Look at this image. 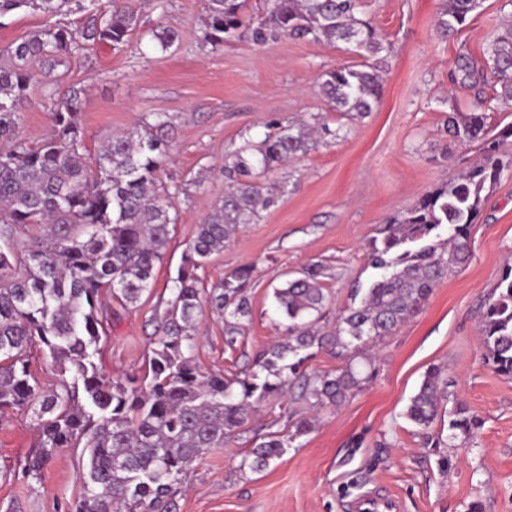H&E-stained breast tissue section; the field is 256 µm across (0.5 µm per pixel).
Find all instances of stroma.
<instances>
[{
	"label": "stroma",
	"instance_id": "1",
	"mask_svg": "<svg viewBox=\"0 0 512 512\" xmlns=\"http://www.w3.org/2000/svg\"><path fill=\"white\" fill-rule=\"evenodd\" d=\"M442 0H362L363 12L393 46L383 93L368 116L353 120L331 109L318 80L339 65L360 64L343 44L282 39L264 46L243 39L220 50L203 41V0H135L141 26L127 46L88 44L71 58L63 87L82 88L80 116L88 153L112 134L173 118L174 135L159 178L175 189L178 220L154 285L137 307L104 295L108 333L99 363L115 378L143 377L156 313L167 284L197 226L224 195V149L260 140L272 117H318L331 133L287 167L262 181L286 191L260 220L236 232L211 257L204 287L241 265L255 268L251 316L235 345L224 322L205 315L195 351L206 371L237 374L278 334L273 290L287 272L321 263L329 295L327 320L351 302V290L377 275L367 251L387 221L412 209L425 192L453 179L482 157L480 142H455L443 130L450 107L470 111L471 91L451 84L459 52L481 55L488 33L512 15V0H483L454 38L435 26ZM179 41L161 50L157 26ZM60 103L36 79L22 110V134L50 135ZM468 265L448 275L415 317L375 347L373 379L340 406L308 410L314 428L281 458L254 473L240 460L261 436L284 431L294 410L289 397L261 403L227 447L198 460L178 496L179 512H349L363 492L389 493L401 512H512V379L482 359L478 323L506 261H512V171L488 193L471 229ZM445 370L478 425L469 437L449 439L433 425L422 431L404 416L424 374ZM38 445L30 414L0 418V512H65L83 490L80 449H57L40 479L19 476V462ZM450 467H443L442 459Z\"/></svg>",
	"mask_w": 512,
	"mask_h": 512
}]
</instances>
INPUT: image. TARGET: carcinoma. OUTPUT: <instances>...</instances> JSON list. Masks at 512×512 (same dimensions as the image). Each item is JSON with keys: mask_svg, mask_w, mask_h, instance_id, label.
Here are the masks:
<instances>
[{"mask_svg": "<svg viewBox=\"0 0 512 512\" xmlns=\"http://www.w3.org/2000/svg\"><path fill=\"white\" fill-rule=\"evenodd\" d=\"M246 2L203 0L208 45L244 37L259 46L284 38L344 42L364 63L323 73L321 93L347 116L374 110L391 46L360 14L359 0H264L256 17L246 13ZM482 2L443 0L438 34H455ZM71 3L95 14L81 32L49 25L0 49V413L22 410L36 421L39 449L22 463L25 478H40L56 449L84 445V488L68 512H177L176 495L193 464L226 446L257 405L286 392L301 407L344 403L372 378L366 371L373 366L366 356L371 344L416 316L433 288L468 263L482 193L512 170V153L488 137L482 112L490 76L499 85L497 102L512 108V21L489 37L485 57L462 52L450 73L452 83L474 92L475 108L444 113L445 129L455 141H482V161L425 192L405 216L385 225L368 252L377 277L352 290V304L333 326L322 325L325 267L311 263L273 289L283 333L252 368L229 377L204 372L195 361L204 310L224 320L227 344L243 333L254 273L242 266L205 288L198 270L241 225L275 206L276 188L263 186L259 175L315 146L313 127L273 117L263 139L225 148L224 197L198 225L171 278L148 373L113 379L96 363L104 334L99 300L109 290L123 305L136 306L167 251L178 215L158 173L169 152L172 117L157 112L153 122L108 137L91 157L80 127L81 91L72 87L52 113L49 137L21 136V107L37 72L53 73L89 41L119 49L139 26L133 0H0V20L23 9L54 16ZM24 233L30 242L18 254L14 242ZM479 330L487 364L512 378L511 263L485 302ZM314 348L334 351L345 365L334 372L308 369ZM35 351L59 369V382L49 390L32 373ZM450 386L441 368H431L404 416L422 430L446 421L450 439L470 434L476 419L462 402L447 408ZM313 424L302 417L292 422L294 432L266 435L240 467L263 471Z\"/></svg>", "mask_w": 512, "mask_h": 512, "instance_id": "obj_1", "label": "carcinoma"}]
</instances>
